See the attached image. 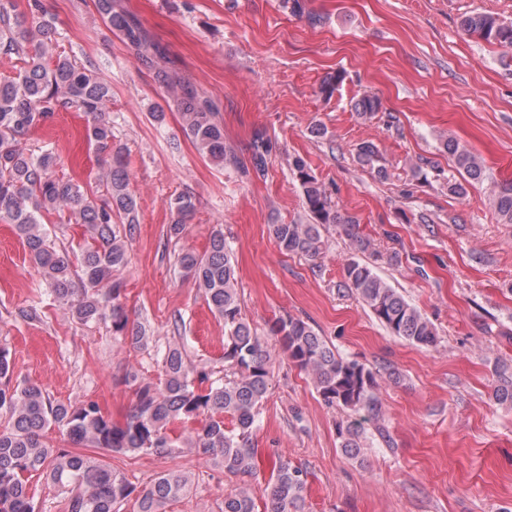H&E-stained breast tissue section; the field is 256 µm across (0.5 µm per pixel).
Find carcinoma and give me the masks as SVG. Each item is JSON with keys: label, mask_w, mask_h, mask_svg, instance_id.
Returning <instances> with one entry per match:
<instances>
[{"label": "carcinoma", "mask_w": 512, "mask_h": 512, "mask_svg": "<svg viewBox=\"0 0 512 512\" xmlns=\"http://www.w3.org/2000/svg\"><path fill=\"white\" fill-rule=\"evenodd\" d=\"M99 11L110 29L143 62L156 66L158 83L170 91L181 114L184 132L199 153L222 164L238 167L241 176L265 175L275 144L263 133L250 144V165L239 164L224 143V126L217 103L190 83L159 65L165 54L148 31L116 0H98ZM32 20L11 12L0 0V50L15 56L17 73L0 78V220L15 225L30 261L44 278L50 294L66 306L80 324L109 323L114 338L141 349L153 343L148 321L130 322L125 310L126 288L117 278L127 264L125 238L139 223L137 200L131 192L129 173L120 151L113 149L112 120L108 115L112 89L105 81L59 54L49 61L53 22L45 17L40 0L28 3ZM461 29L490 45L512 48V24L490 13L465 14ZM75 107L90 118L89 139L99 152L101 172L96 196L84 186L56 174L59 155L43 146L33 151L23 137L56 112ZM380 101L364 95L354 102L357 115L369 118ZM443 147L466 181L482 180L483 167L470 150L449 138ZM303 202L312 224H271L269 233L279 248L310 260L321 257L325 247L322 229L339 225L364 252L370 242L358 233V225L340 217L324 185L309 171L306 162L293 158ZM176 218L167 235L177 238L195 204L188 195L173 202ZM495 211L504 224H512V182L495 190ZM55 215L61 224L85 227L77 249L68 250L43 231L44 218ZM182 273L204 295L210 310L224 321V361L231 374L212 378L204 366L193 364L185 346L166 344L161 356L158 382L145 380L129 370L121 382L133 389L135 400L124 421H113L88 400L79 404L56 403L37 385L14 380L10 351L0 347V512H42L31 492L29 478L41 473L68 500L69 512H120L130 500L137 512H167L170 503L190 488V478L180 470L158 474L145 485H136L124 475L82 453L47 446L51 428L64 432L75 445L102 448L123 454H179L193 448L225 472L240 477L241 484L224 496L221 512H305L307 479L304 471L278 458L265 484L252 486L261 452L255 446L257 414L267 398L272 368L242 310L233 252L224 231L215 230L203 254L184 251L177 255ZM340 287L356 295L375 318L394 336L420 347L438 342L434 324L396 289L356 258L343 266ZM288 360L308 373L329 406L365 410L376 418L379 403L376 372L342 356L305 320L288 316L270 326ZM493 398L512 407V366L494 367ZM232 418V427L224 423ZM344 453L356 458L364 448L362 422L339 426Z\"/></svg>", "instance_id": "carcinoma-1"}]
</instances>
